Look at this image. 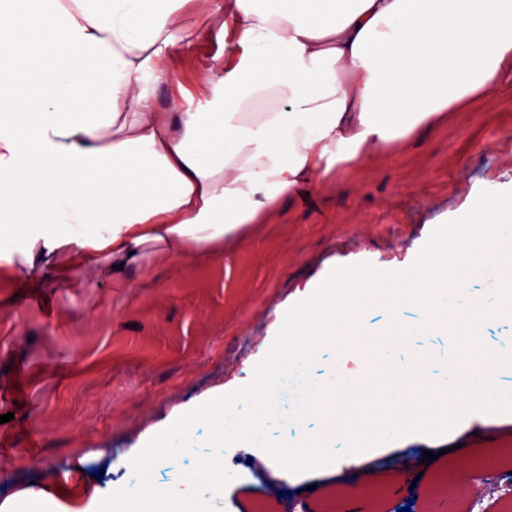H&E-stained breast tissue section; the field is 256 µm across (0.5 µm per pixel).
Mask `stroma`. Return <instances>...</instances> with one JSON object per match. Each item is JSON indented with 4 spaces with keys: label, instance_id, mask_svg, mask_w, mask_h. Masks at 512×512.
I'll return each instance as SVG.
<instances>
[{
    "label": "stroma",
    "instance_id": "35a3bbf8",
    "mask_svg": "<svg viewBox=\"0 0 512 512\" xmlns=\"http://www.w3.org/2000/svg\"><path fill=\"white\" fill-rule=\"evenodd\" d=\"M217 50L204 41L170 63L171 79L156 91L161 111L177 112L204 98L197 74ZM512 189V93L478 98L435 126L381 148L363 168H339L306 203L281 205L267 223L217 260L180 267L155 256L131 284L101 275L93 288L35 292L0 278V502L26 512L23 491L38 488L81 506L108 482L130 483L121 458L141 436L216 388L250 383L269 352L283 316L327 266L368 262L382 271L409 267L421 243L481 191ZM452 344L441 336H411L394 344L387 374L411 381L416 353L438 352L432 376L458 386ZM372 363L346 345H320L315 378L362 386ZM196 452L170 466L153 465V485L180 489L198 455H209L205 424L195 427ZM512 436L508 426L468 428L397 444L373 463L425 452L426 487L449 449L476 439ZM39 443L31 452L30 443ZM222 458L234 479L216 512H255V503L305 512L324 490L357 473L319 477L315 489L284 485L262 449L229 447Z\"/></svg>",
    "mask_w": 512,
    "mask_h": 512
}]
</instances>
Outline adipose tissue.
I'll list each match as a JSON object with an SVG mask.
<instances>
[{
    "instance_id": "obj_1",
    "label": "adipose tissue",
    "mask_w": 512,
    "mask_h": 512,
    "mask_svg": "<svg viewBox=\"0 0 512 512\" xmlns=\"http://www.w3.org/2000/svg\"><path fill=\"white\" fill-rule=\"evenodd\" d=\"M202 40L205 100L158 108ZM512 0H0V277L222 254L341 164L512 91Z\"/></svg>"
}]
</instances>
